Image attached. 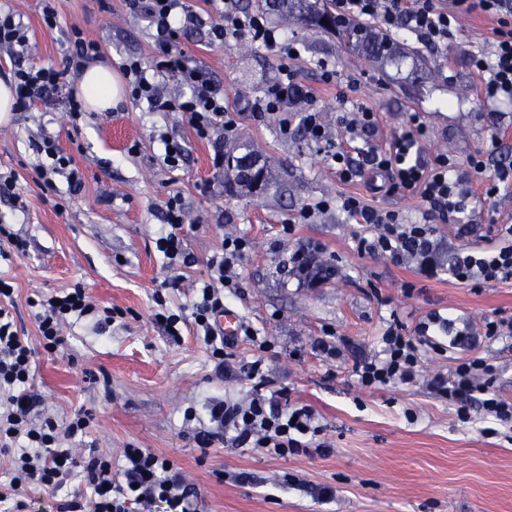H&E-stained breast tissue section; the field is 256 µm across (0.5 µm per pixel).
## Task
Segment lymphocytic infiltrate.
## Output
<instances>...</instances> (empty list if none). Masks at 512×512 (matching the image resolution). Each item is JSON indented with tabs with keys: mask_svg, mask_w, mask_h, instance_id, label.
<instances>
[{
	"mask_svg": "<svg viewBox=\"0 0 512 512\" xmlns=\"http://www.w3.org/2000/svg\"><path fill=\"white\" fill-rule=\"evenodd\" d=\"M129 13L145 19L154 29L159 53L151 66L140 59H127L122 70L129 80L131 95L146 100L161 112L184 116L196 136L233 137L238 124L235 112L229 111L224 97L200 68L188 67L178 52L182 32L200 23V16L187 0H124ZM338 17L357 22L376 21L388 34L406 31L428 45L447 46L463 15L476 11L496 21L495 40L490 58L472 57L471 66L481 77V96L487 101L512 100V0H331ZM218 19L209 27L213 42L246 41L263 48L280 62V74L258 99L250 105L257 114L278 117L281 127H288L286 111L301 106V124L308 139L325 146V157L340 181L350 182L361 171L379 176L380 191L386 195L411 194L426 208L427 223L415 224L400 212L368 205L356 195L342 196L337 204L355 223L366 225L367 233L357 235L359 254L386 255L395 263L415 262L425 277L434 278L448 271L454 279L472 287L512 282V225H498L487 247L474 251L459 249L448 267H441L436 224H457L462 232L474 227L462 220L474 193L469 181L458 175L456 163L448 154L433 158L423 156L427 126L420 113H410L404 127L395 133L387 146L372 144L379 127L376 112L366 107L341 113L337 122L343 130L344 144L330 140L328 127L320 111L313 106L315 95L300 79L294 66L300 56L296 43L288 40L281 29L269 21L265 12L241 8L238 0H224ZM73 50L64 68L24 66L22 58L28 43L27 30L14 14L0 15V55H6L14 67L16 108L26 112L51 96L63 95L70 118L83 111L82 99L71 79L83 72L87 63L97 60L101 47L86 40L81 32L73 34ZM178 74L184 92L165 95L158 82L160 76ZM357 143L356 153H348L345 143ZM38 152L47 158L38 166L40 179L64 177L73 187H80L82 175L70 157L61 153L54 137L42 136ZM162 213L167 233L156 247L169 262L186 259L181 231L189 215L179 197L164 202ZM253 248L248 238L225 235L221 247L208 262L210 277L196 290L191 315L210 351L216 370L232 375L224 351L231 345L218 324L224 313V291L234 287L233 271ZM8 293L0 280V449L13 452L14 475L0 503L11 500L13 492L37 483L61 490L74 473H82L92 494L93 512H140L159 500L170 512H180L189 498L197 496L195 485L186 481L172 461L148 448H127L120 475L112 473V459L102 454L75 456L62 447V440L84 434L91 423L88 414H76L65 430H58L51 419L35 420L34 412L41 398L31 388V349L13 328L8 309L3 304ZM96 307L85 288H66L43 302L37 315L42 345L54 352L63 343L61 326L68 318L94 315ZM439 316L419 323L415 334H407L399 323H391L382 338L379 356L357 362L352 368L358 385L365 388L413 383L421 372V339ZM496 367L479 359H462L451 377L434 376L432 383L449 404L457 408L460 421L470 418V405H478L484 419L512 423V402L505 400L494 386ZM249 379L254 385L243 399L227 398L209 406V427L200 429V448L211 447L217 437L237 447L264 448L284 457L311 447L321 432L314 411L305 405L282 403L278 392H265V377L260 362H252Z\"/></svg>",
	"mask_w": 512,
	"mask_h": 512,
	"instance_id": "1",
	"label": "lymphocytic infiltrate"
}]
</instances>
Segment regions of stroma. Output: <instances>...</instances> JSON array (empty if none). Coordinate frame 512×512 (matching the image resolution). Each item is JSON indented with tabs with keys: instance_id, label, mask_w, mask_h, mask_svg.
Instances as JSON below:
<instances>
[{
	"instance_id": "35a3bbf8",
	"label": "stroma",
	"mask_w": 512,
	"mask_h": 512,
	"mask_svg": "<svg viewBox=\"0 0 512 512\" xmlns=\"http://www.w3.org/2000/svg\"><path fill=\"white\" fill-rule=\"evenodd\" d=\"M8 5L27 29L25 66L64 67L75 28L100 44V60L112 71L130 57L153 60V31L127 12L123 0H54L58 26L52 31L43 23V0ZM269 18L299 44L301 77L334 141L343 139L337 111L364 106L377 112L374 140L382 146L408 113L417 112L428 128L425 152L451 155L460 171H467L470 155L488 150L494 136L500 149L489 167L512 162V102L480 101L470 66L472 56L490 54L491 17L463 18L454 39L438 50L414 35L396 36V43L418 53L399 67L367 60L335 33L287 23L275 12ZM181 46L189 65L202 68L238 114V132L225 141V155L252 152L270 177L266 189L240 192L231 170L213 168L211 144L198 139L180 114L152 112L129 97L75 122L58 97L0 118V172L14 173L12 194L25 205L14 210L11 195L0 193V219L27 240L23 253L0 242V278L14 289L12 314L34 350L32 388L45 416L62 425L76 412L92 414L90 427L73 444L77 455L107 454L117 468L124 448L134 446L173 461L201 491L188 501L187 512H512V424L497 425L488 435L479 411L459 421L425 380L435 371L450 374L458 359L483 358L497 366L498 390L512 401V340L487 337L484 328L486 320L512 316V283L474 289L445 274L428 279L413 265L358 254L353 237L361 225L333 208L285 234L289 218L325 199L358 195L412 220L420 219L421 202L374 191L369 173L341 182L299 127L284 133L278 120L253 117L249 103L279 76L278 60L265 50L211 42L204 24L189 30ZM322 62L356 78V91L321 83ZM162 132L186 149L178 171L162 164ZM45 133L81 170L79 190L61 177L47 189L36 174L35 145ZM172 195L181 197L191 220L183 232L190 262L173 269L156 248L166 230L161 206ZM473 222L477 234L512 223V188L476 201ZM435 230L446 260L476 241L477 234L460 236L453 224ZM228 233L248 237L253 249L237 270L226 310L270 344L261 351L235 340L231 364L238 369L261 361L271 390L314 410L328 449L280 457L221 441L203 449L196 440L210 403L244 397L252 383L217 374L192 325L181 326L180 339L168 336L153 319V295L162 291L171 311L190 313L195 285L207 279L208 260ZM297 251L335 265V275L305 278L288 261ZM77 285L99 309H115L118 316L102 332L93 318L71 321L61 328L64 343L46 352L34 302ZM433 312L452 319L467 341L452 347L447 335L435 333L433 347L423 350V377L409 385L359 387L351 368L377 354L392 320L412 330ZM322 340L336 346L339 357H327L318 347ZM189 410L194 420H185ZM240 473L247 481H237ZM288 475L305 481L306 489L285 483ZM323 486L335 489V497H317ZM90 495L78 474L63 492L32 484L22 499L32 512H57L61 500L85 503Z\"/></svg>"
}]
</instances>
